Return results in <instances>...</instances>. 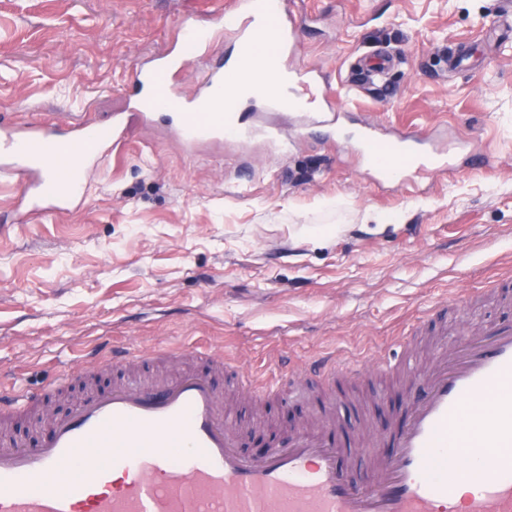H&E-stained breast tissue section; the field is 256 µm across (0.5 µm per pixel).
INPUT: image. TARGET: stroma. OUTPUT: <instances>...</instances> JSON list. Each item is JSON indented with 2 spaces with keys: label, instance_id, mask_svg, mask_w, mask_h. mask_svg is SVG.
Returning a JSON list of instances; mask_svg holds the SVG:
<instances>
[{
  "label": "stroma",
  "instance_id": "1",
  "mask_svg": "<svg viewBox=\"0 0 512 512\" xmlns=\"http://www.w3.org/2000/svg\"><path fill=\"white\" fill-rule=\"evenodd\" d=\"M225 0H0V116L109 121L140 65L174 44L187 13ZM301 20L297 67H316L354 119L491 156L458 175L387 185L343 139L296 133L287 150L206 143L187 151L165 116L132 124L101 158L85 204L14 224L18 181L0 177V378L36 394L114 345L174 374L166 349L224 352L269 381V401L225 385L224 410L273 432L336 424L349 473L369 466L354 426L406 412L396 374L365 368L410 339L416 368L438 346L512 315L493 289L512 268V39L506 0H288ZM469 63L448 68L459 46ZM447 307L445 328L429 326ZM361 363L328 401L307 375L325 354Z\"/></svg>",
  "mask_w": 512,
  "mask_h": 512
}]
</instances>
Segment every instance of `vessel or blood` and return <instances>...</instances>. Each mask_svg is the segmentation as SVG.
Masks as SVG:
<instances>
[{
  "label": "vessel or blood",
  "mask_w": 512,
  "mask_h": 512,
  "mask_svg": "<svg viewBox=\"0 0 512 512\" xmlns=\"http://www.w3.org/2000/svg\"><path fill=\"white\" fill-rule=\"evenodd\" d=\"M299 27L287 0H230L221 18L180 17V48L138 70L124 111L109 123L0 121V174L22 179L15 223L79 207L98 161L124 140L130 115L146 122L166 113L190 150L227 136L278 139L275 126L238 112L245 98L296 113L303 132L334 137L345 117L332 87L315 69L289 66ZM225 36L230 56L209 63ZM199 62L205 68L185 90L181 76ZM352 138L384 183L459 164V148L402 130L363 122ZM174 354L194 367L171 379L90 388L66 415L43 416L41 436L25 444L15 443L9 426L41 413L42 400L0 385V512H437L465 484L473 492L464 512H512V319L443 346L426 369L410 374L391 452L376 453L366 437L359 444L371 457L362 478L347 473L328 430H287L264 456L241 454L240 428L226 419L217 383L223 360L193 347ZM310 371L333 380L356 368L322 357ZM116 472L123 475L117 486Z\"/></svg>",
  "instance_id": "vessel-or-blood-1"
}]
</instances>
